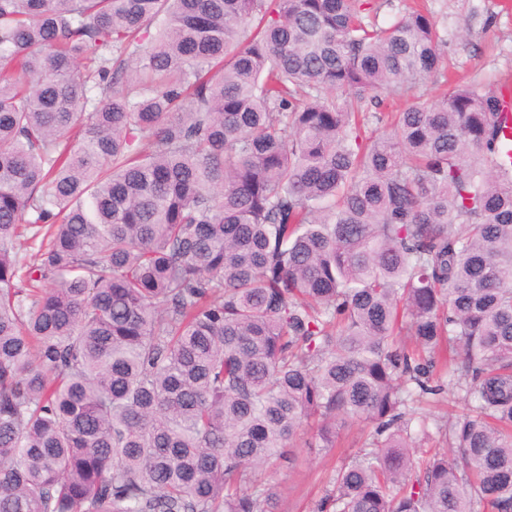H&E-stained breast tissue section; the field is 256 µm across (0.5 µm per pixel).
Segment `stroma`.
Masks as SVG:
<instances>
[{
  "label": "stroma",
  "mask_w": 512,
  "mask_h": 512,
  "mask_svg": "<svg viewBox=\"0 0 512 512\" xmlns=\"http://www.w3.org/2000/svg\"><path fill=\"white\" fill-rule=\"evenodd\" d=\"M442 36L440 53L450 82L512 83V8L504 0H425ZM363 422L349 423L341 446L332 451L301 447L294 469L266 470L262 480L279 489L278 512H313L343 453L353 452L366 437Z\"/></svg>",
  "instance_id": "obj_1"
}]
</instances>
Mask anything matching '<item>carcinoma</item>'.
I'll use <instances>...</instances> for the list:
<instances>
[{"label": "carcinoma", "mask_w": 512, "mask_h": 512, "mask_svg": "<svg viewBox=\"0 0 512 512\" xmlns=\"http://www.w3.org/2000/svg\"><path fill=\"white\" fill-rule=\"evenodd\" d=\"M370 10L0 0V512H275L349 420L321 512H512L501 88L380 111L442 39ZM370 427L364 422H349L341 430V446L331 452L321 448L303 447L297 450V465L288 470H266L259 472V478L266 482L276 484L279 489L278 512H314L315 502L325 489L330 486V480L336 466L340 465L345 454L353 452L359 443L366 437Z\"/></svg>", "instance_id": "cac0c4a2"}]
</instances>
